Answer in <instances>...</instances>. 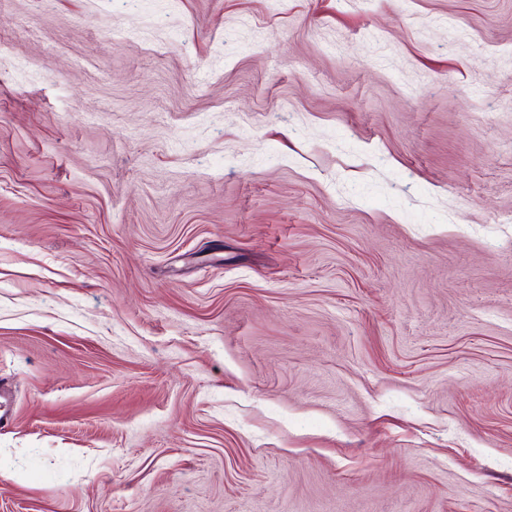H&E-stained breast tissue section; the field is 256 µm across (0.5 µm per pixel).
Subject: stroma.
I'll list each match as a JSON object with an SVG mask.
<instances>
[{
    "label": "stroma",
    "instance_id": "obj_1",
    "mask_svg": "<svg viewBox=\"0 0 512 512\" xmlns=\"http://www.w3.org/2000/svg\"><path fill=\"white\" fill-rule=\"evenodd\" d=\"M0 45V512H512V0Z\"/></svg>",
    "mask_w": 512,
    "mask_h": 512
}]
</instances>
